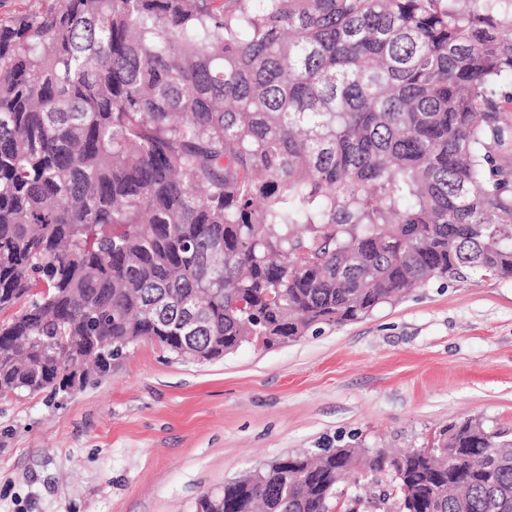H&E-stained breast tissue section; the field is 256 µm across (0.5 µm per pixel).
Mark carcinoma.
Returning <instances> with one entry per match:
<instances>
[{"label":"carcinoma","instance_id":"carcinoma-1","mask_svg":"<svg viewBox=\"0 0 512 512\" xmlns=\"http://www.w3.org/2000/svg\"><path fill=\"white\" fill-rule=\"evenodd\" d=\"M512 0H51L0 20V394L93 343L219 359L433 279L512 278ZM512 512V431L287 455L195 512ZM501 123L505 129L502 144L495 150L496 163L499 167L512 171V104L503 102ZM359 483L356 487L353 485L354 480H348L342 486L344 494L336 501H333L331 512H398L397 504L394 499L390 498L385 503L378 499L380 490L386 489L387 482H383L378 486L371 484L368 478L359 476ZM355 496H359L360 500H354Z\"/></svg>","mask_w":512,"mask_h":512}]
</instances>
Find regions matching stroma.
I'll use <instances>...</instances> for the list:
<instances>
[{"instance_id":"obj_1","label":"stroma","mask_w":512,"mask_h":512,"mask_svg":"<svg viewBox=\"0 0 512 512\" xmlns=\"http://www.w3.org/2000/svg\"><path fill=\"white\" fill-rule=\"evenodd\" d=\"M512 429V278L432 280L369 317L215 361L142 340L71 393L0 397V512H194L272 461ZM368 478L331 512H398Z\"/></svg>"}]
</instances>
